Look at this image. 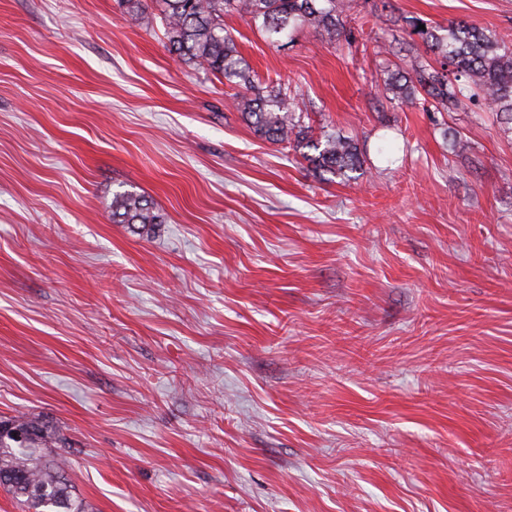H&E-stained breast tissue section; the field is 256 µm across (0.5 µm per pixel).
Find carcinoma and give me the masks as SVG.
Instances as JSON below:
<instances>
[{"label": "carcinoma", "instance_id": "1", "mask_svg": "<svg viewBox=\"0 0 512 512\" xmlns=\"http://www.w3.org/2000/svg\"><path fill=\"white\" fill-rule=\"evenodd\" d=\"M138 24L159 21L170 53L184 64L206 66L224 84L246 92L233 94L234 106L261 138L287 144L317 174L348 179L360 168L357 143L349 137L312 135L297 114L294 99L281 89L256 90L250 68L224 17L238 14L253 23L268 40L279 43L303 26L329 42L355 39L336 0H120ZM424 28H419V25ZM410 34L433 54L401 60L384 92L401 102L422 97L434 112H452L464 99H476L494 112L512 116V39L464 21L436 27L414 17ZM112 223L148 230L163 223L154 203L132 190L112 194ZM65 445L55 427L42 417L21 413L0 420V488L25 512H86L73 499L71 481L61 462L46 458L44 449Z\"/></svg>", "mask_w": 512, "mask_h": 512}]
</instances>
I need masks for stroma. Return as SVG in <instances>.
<instances>
[{
  "label": "stroma",
  "mask_w": 512,
  "mask_h": 512,
  "mask_svg": "<svg viewBox=\"0 0 512 512\" xmlns=\"http://www.w3.org/2000/svg\"><path fill=\"white\" fill-rule=\"evenodd\" d=\"M347 2L352 43L224 28L351 181L118 0H0V415L59 427L87 512H512V129L383 92L407 18L512 0ZM112 221L133 226L138 224L141 230H149L164 220L148 197L136 191L124 190L112 194Z\"/></svg>",
  "instance_id": "stroma-1"
}]
</instances>
